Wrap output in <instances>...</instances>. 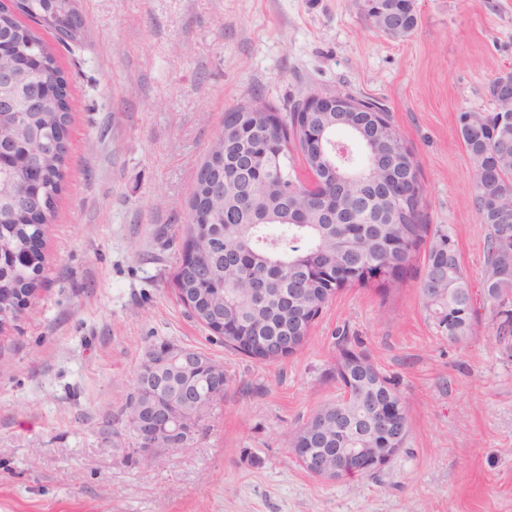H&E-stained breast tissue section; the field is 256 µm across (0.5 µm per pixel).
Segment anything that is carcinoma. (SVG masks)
I'll list each match as a JSON object with an SVG mask.
<instances>
[{
	"mask_svg": "<svg viewBox=\"0 0 512 512\" xmlns=\"http://www.w3.org/2000/svg\"><path fill=\"white\" fill-rule=\"evenodd\" d=\"M398 7L407 31L418 23L412 0H390ZM70 0H23L22 15L35 24L54 29L74 26ZM0 27L9 32L7 44L31 58L41 81L59 74L54 54L18 16L0 8ZM347 97L368 108L366 112H314L311 125L327 130L330 138L344 131L361 152L359 165L347 154L350 172L337 168L327 150L310 145L297 118L294 103L280 130H267V113L248 104L227 113L222 132L212 144L188 204L184 232L191 235L208 229L197 245L199 267L209 268L203 278L198 267L180 265L174 274L178 297L188 296L189 312L197 321L203 316L198 297H208L223 308L224 322L248 329L247 342L225 346L245 356L265 358L277 336H293L288 352L300 348L313 321L331 297L347 286L377 284L390 291L398 287L403 270L424 243L426 273L421 285L425 307L437 328L450 340L470 335L474 308L471 289L458 256L455 240L446 229H429L423 200L408 193V182L420 183L418 165L384 109ZM459 132L470 161L472 177L479 181L475 208L480 223L488 228L485 300L499 317L497 335L512 336V315L503 317L498 304L512 299V113L470 112ZM11 113L0 120V129L19 133L28 128L52 134L57 155L46 177V191L55 197L61 190L67 163L68 115L60 106L28 114L15 125ZM268 150L272 166L244 171L243 161L255 152ZM303 164L336 194V221L323 213L322 205L296 192L293 158ZM224 175V200L208 197L210 180ZM42 226L28 224L17 210L0 207V250L23 253L29 241L41 236ZM41 267L25 264L0 268V306L19 295L37 298ZM260 284L268 289L261 297L250 296ZM448 289L445 303L438 289ZM336 375L360 384L363 395L345 409L347 430L336 436L338 448H366L372 440L357 434L360 424L375 409L390 401L401 412L392 413L384 434L397 437L407 432L402 398L368 357L347 346L340 349ZM164 390L188 387L185 379L169 368L158 372Z\"/></svg>",
	"mask_w": 512,
	"mask_h": 512,
	"instance_id": "cac0c4a2",
	"label": "carcinoma"
}]
</instances>
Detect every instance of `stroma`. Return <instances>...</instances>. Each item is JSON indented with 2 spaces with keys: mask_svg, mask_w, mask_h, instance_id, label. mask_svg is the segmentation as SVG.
<instances>
[{
  "mask_svg": "<svg viewBox=\"0 0 512 512\" xmlns=\"http://www.w3.org/2000/svg\"><path fill=\"white\" fill-rule=\"evenodd\" d=\"M362 0H75L81 38L53 46L68 85L67 168L37 300L0 333V512H512V337L476 301L471 336L437 331L424 254L398 289L338 292L293 355L226 349L178 299L187 205L230 110L310 93L378 103L419 163L431 229L449 230L473 292L488 230L459 136L512 71V0H414L416 29L372 28ZM224 368L187 448L142 456L122 416L158 341ZM407 411L374 474L307 473L289 434L340 393V343Z\"/></svg>",
  "mask_w": 512,
  "mask_h": 512,
  "instance_id": "35a3bbf8",
  "label": "stroma"
}]
</instances>
